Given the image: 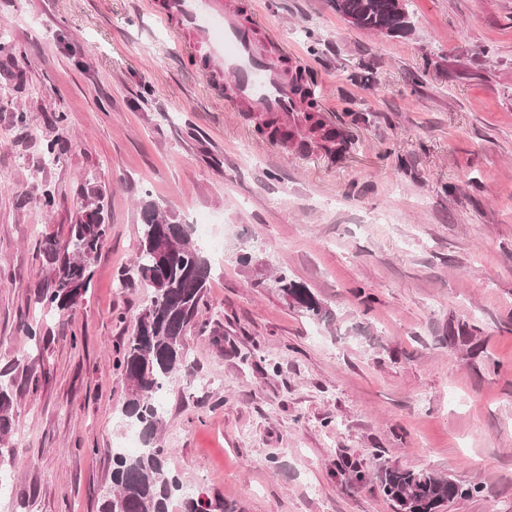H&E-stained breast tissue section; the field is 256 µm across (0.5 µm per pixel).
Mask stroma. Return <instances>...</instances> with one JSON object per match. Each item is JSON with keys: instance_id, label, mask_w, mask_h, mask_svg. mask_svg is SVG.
Instances as JSON below:
<instances>
[{"instance_id": "obj_1", "label": "stroma", "mask_w": 512, "mask_h": 512, "mask_svg": "<svg viewBox=\"0 0 512 512\" xmlns=\"http://www.w3.org/2000/svg\"><path fill=\"white\" fill-rule=\"evenodd\" d=\"M236 2L294 52L342 158L231 111L148 0H0V374L19 390L0 512H100L112 490L145 199L216 239L195 242L212 277L164 396L187 493L395 512L379 482L395 466L468 488L442 512H512V0H406L405 36L332 0ZM89 179L109 233L69 318L39 302L38 246L66 237ZM281 275L327 317L292 309Z\"/></svg>"}]
</instances>
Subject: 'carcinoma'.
I'll return each mask as SVG.
<instances>
[{"label": "carcinoma", "instance_id": "carcinoma-1", "mask_svg": "<svg viewBox=\"0 0 512 512\" xmlns=\"http://www.w3.org/2000/svg\"><path fill=\"white\" fill-rule=\"evenodd\" d=\"M333 2L336 13L357 28L389 36L411 30L409 16L396 0ZM80 198L79 216L70 225L68 239L62 243L48 237L41 244L51 270L42 301L50 309L67 313L85 299L90 264L109 232L102 189L84 186ZM162 245L171 250L165 268L151 257ZM135 274L149 290L150 300L136 318L134 333L116 367L127 387L122 415L138 430L144 448L137 454L113 455V493L103 501L102 512H175L176 506L180 512H237L233 503L170 492L180 479L169 471V449L157 438L164 422L158 394L186 366V336L194 326L211 267L193 245L189 226L175 223L154 203L142 207ZM277 283L292 307L313 318L322 317L323 307L308 288L285 276ZM14 423L15 395L9 385L0 384V459L14 452L8 447ZM379 480L397 512H440L442 506L466 494L453 479L428 471L387 467Z\"/></svg>", "mask_w": 512, "mask_h": 512}]
</instances>
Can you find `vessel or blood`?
I'll return each mask as SVG.
<instances>
[{"instance_id": "vessel-or-blood-1", "label": "vessel or blood", "mask_w": 512, "mask_h": 512, "mask_svg": "<svg viewBox=\"0 0 512 512\" xmlns=\"http://www.w3.org/2000/svg\"><path fill=\"white\" fill-rule=\"evenodd\" d=\"M161 17L222 60L224 81L217 89L233 111L273 114L302 129L307 111L283 65L287 48L258 36L257 22L244 18L234 0H167Z\"/></svg>"}]
</instances>
